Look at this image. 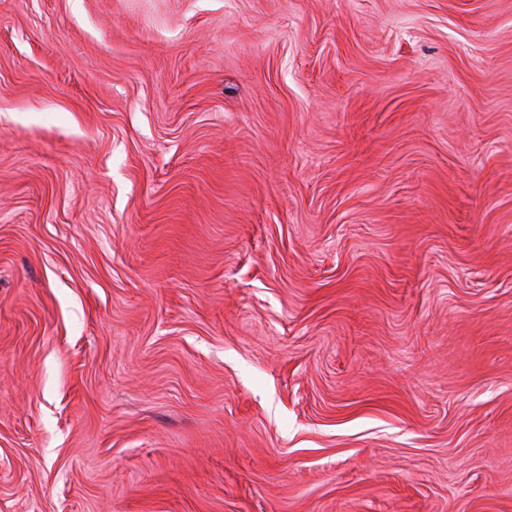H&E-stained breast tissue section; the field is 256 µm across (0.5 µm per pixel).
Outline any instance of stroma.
I'll return each instance as SVG.
<instances>
[{
  "label": "stroma",
  "instance_id": "obj_1",
  "mask_svg": "<svg viewBox=\"0 0 512 512\" xmlns=\"http://www.w3.org/2000/svg\"><path fill=\"white\" fill-rule=\"evenodd\" d=\"M0 512H512V0H0Z\"/></svg>",
  "mask_w": 512,
  "mask_h": 512
}]
</instances>
